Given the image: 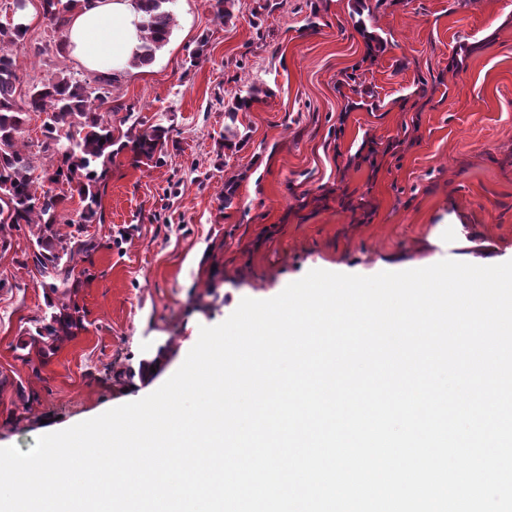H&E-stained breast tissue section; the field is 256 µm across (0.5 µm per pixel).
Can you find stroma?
<instances>
[{
    "instance_id": "35a3bbf8",
    "label": "stroma",
    "mask_w": 512,
    "mask_h": 512,
    "mask_svg": "<svg viewBox=\"0 0 512 512\" xmlns=\"http://www.w3.org/2000/svg\"><path fill=\"white\" fill-rule=\"evenodd\" d=\"M171 0L153 63L113 82L100 108L120 131L167 128L160 162L114 156L103 223L75 254L81 325L48 361L19 344L50 315L29 230L0 247V448L29 451L46 420L80 423L131 402L145 354L177 370L201 327L309 271L371 276L391 256L455 259L432 244L462 224L474 255L512 248V0ZM13 47L17 99L49 74L88 71L29 0ZM259 100L228 118L247 87ZM235 125L244 146L224 145Z\"/></svg>"
}]
</instances>
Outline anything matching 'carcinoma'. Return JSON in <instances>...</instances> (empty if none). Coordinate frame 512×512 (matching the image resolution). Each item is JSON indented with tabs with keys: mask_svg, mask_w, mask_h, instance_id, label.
I'll use <instances>...</instances> for the list:
<instances>
[{
	"mask_svg": "<svg viewBox=\"0 0 512 512\" xmlns=\"http://www.w3.org/2000/svg\"><path fill=\"white\" fill-rule=\"evenodd\" d=\"M81 0H43L45 17L57 31L66 29ZM142 11V44L131 65L146 66L169 40L174 16L170 0H136ZM28 27L0 25V234L8 228L32 224L30 252L42 277V286L53 293L68 287L73 269L69 262L77 252L96 249L91 239L60 233L65 219V196L53 186L62 184L78 194L82 203L77 223L101 224L100 180L115 151L129 150L136 161L150 162L166 147L167 130L161 125L140 129L125 141L105 121L99 105L107 100L102 85L112 77L77 79L60 71L34 85L27 99H16L19 64L11 46L22 40ZM44 115L43 148L52 157L50 167L34 174L24 150V133L30 113ZM48 322L36 328L20 349L36 351L42 358L54 354L58 336L78 327L77 308L60 299L52 305Z\"/></svg>",
	"mask_w": 512,
	"mask_h": 512,
	"instance_id": "cac0c4a2",
	"label": "carcinoma"
}]
</instances>
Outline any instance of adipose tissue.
<instances>
[{
  "instance_id": "adipose-tissue-1",
  "label": "adipose tissue",
  "mask_w": 512,
  "mask_h": 512,
  "mask_svg": "<svg viewBox=\"0 0 512 512\" xmlns=\"http://www.w3.org/2000/svg\"><path fill=\"white\" fill-rule=\"evenodd\" d=\"M135 0H82L68 22L72 54L89 70L122 76L140 44Z\"/></svg>"
}]
</instances>
